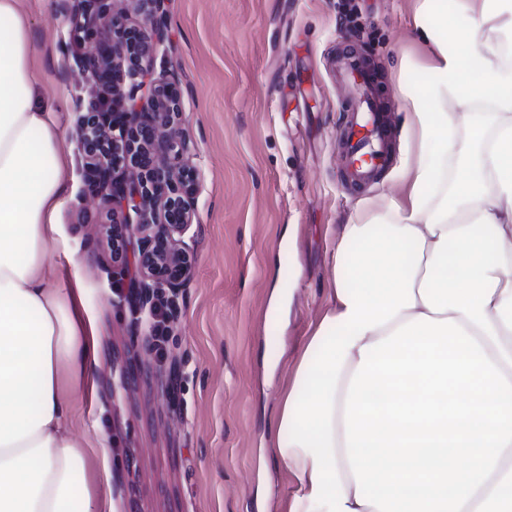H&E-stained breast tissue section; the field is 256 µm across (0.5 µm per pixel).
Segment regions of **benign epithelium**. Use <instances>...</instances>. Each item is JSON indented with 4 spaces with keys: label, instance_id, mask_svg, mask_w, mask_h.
<instances>
[{
    "label": "benign epithelium",
    "instance_id": "1",
    "mask_svg": "<svg viewBox=\"0 0 512 512\" xmlns=\"http://www.w3.org/2000/svg\"><path fill=\"white\" fill-rule=\"evenodd\" d=\"M81 2L69 43L83 50V79L97 90L77 125L83 192L109 223L139 233L134 260L141 280L127 284L124 299L142 313L152 307V289L177 292L196 262L185 240L197 212L196 153L173 133L182 117L179 85L154 68L167 39L168 0H130L137 23L116 9L117 0Z\"/></svg>",
    "mask_w": 512,
    "mask_h": 512
}]
</instances>
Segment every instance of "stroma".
<instances>
[{"mask_svg": "<svg viewBox=\"0 0 512 512\" xmlns=\"http://www.w3.org/2000/svg\"><path fill=\"white\" fill-rule=\"evenodd\" d=\"M30 39L46 93L72 92L62 115L75 129L88 104L69 15L58 0H26ZM417 0H170L168 39L155 70L173 67L182 92L178 127L197 148L196 264L175 297L165 355L112 285L106 217L82 195L75 136L62 230L82 260L84 301L101 365L92 402H76L73 434L110 453L115 512H250L258 488L278 512L294 486L277 467L260 472L280 389L330 306L340 226L365 202L400 194L406 158L402 87L423 89L433 45L414 34ZM357 9L360 31L345 20ZM354 44L380 74L394 161L374 182L348 188L339 163L342 107L354 89L333 60ZM281 267L282 280L271 272ZM288 314L270 308L274 285ZM277 360L266 384L263 353ZM136 366L126 393L112 376ZM177 383H170L171 367ZM175 398H168V391Z\"/></svg>", "mask_w": 512, "mask_h": 512, "instance_id": "stroma-1", "label": "stroma"}]
</instances>
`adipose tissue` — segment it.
I'll use <instances>...</instances> for the list:
<instances>
[{"instance_id":"ef3b65f1","label":"adipose tissue","mask_w":512,"mask_h":512,"mask_svg":"<svg viewBox=\"0 0 512 512\" xmlns=\"http://www.w3.org/2000/svg\"><path fill=\"white\" fill-rule=\"evenodd\" d=\"M421 0L431 79L402 88L407 191L340 227L331 306L285 389L270 445L294 491L280 512H378L358 504L344 407L359 350L419 314L453 318L512 381V0ZM23 0H0V512H114L108 451L71 433L94 396L96 330L81 262L57 222L66 200L67 96L47 98L31 63ZM463 29L449 50L439 30ZM490 102L491 129L454 191L442 187L452 134ZM66 261L64 274L50 259Z\"/></svg>"}]
</instances>
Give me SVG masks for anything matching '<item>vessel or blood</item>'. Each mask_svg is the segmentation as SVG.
I'll return each instance as SVG.
<instances>
[{"instance_id":"vessel-or-blood-1","label":"vessel or blood","mask_w":512,"mask_h":512,"mask_svg":"<svg viewBox=\"0 0 512 512\" xmlns=\"http://www.w3.org/2000/svg\"><path fill=\"white\" fill-rule=\"evenodd\" d=\"M336 72L357 93L342 128L343 171L349 187L362 188L392 162L390 129L381 111L377 77L350 50L336 56Z\"/></svg>"}]
</instances>
